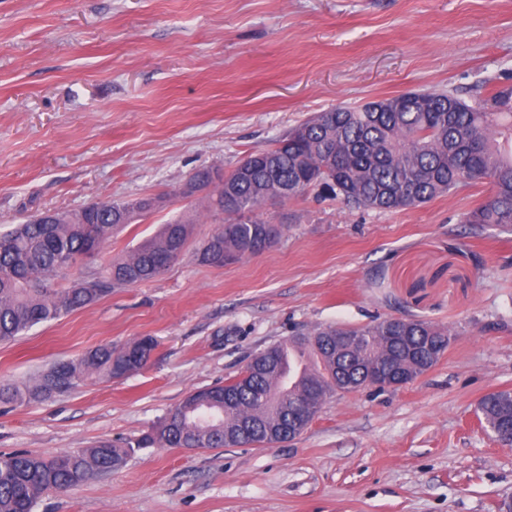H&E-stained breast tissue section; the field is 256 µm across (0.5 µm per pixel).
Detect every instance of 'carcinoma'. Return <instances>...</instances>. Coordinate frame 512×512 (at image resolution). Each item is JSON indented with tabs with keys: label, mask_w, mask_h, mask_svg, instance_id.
I'll return each mask as SVG.
<instances>
[{
	"label": "carcinoma",
	"mask_w": 512,
	"mask_h": 512,
	"mask_svg": "<svg viewBox=\"0 0 512 512\" xmlns=\"http://www.w3.org/2000/svg\"><path fill=\"white\" fill-rule=\"evenodd\" d=\"M208 196L207 208L220 227L196 252L201 264L222 266L267 249L278 228L261 217L264 201L304 198L299 177L309 170L333 197L354 208L394 211L417 207L461 186L488 185V194L463 217L466 224H495L512 230V86L492 92L477 106L448 93L420 92L317 112L291 128L271 149L248 155ZM167 195L94 202L17 224L0 233V342L33 326L90 306L114 288L162 275L185 251L192 225L183 219L161 225L157 234L112 260L104 272L91 270L68 288L55 281L79 265L91 247L104 249L112 233L142 220ZM350 347L336 340V326L275 345V359L246 364L223 386L193 390L152 430L130 441L102 440L85 453L52 457L0 455V512H32L47 492H68L120 468L140 448H226L288 440L306 413L323 405L334 387L359 379L370 367L422 373L448 349L445 327L391 317L360 328ZM393 336L403 340L394 342ZM151 336L114 347L99 345L77 360L61 361L32 386L0 387V402L22 403L68 392L96 376L112 380L143 369L156 348ZM308 355L311 366L285 388L284 348ZM486 428L512 420V391L500 390L479 405Z\"/></svg>",
	"instance_id": "obj_1"
}]
</instances>
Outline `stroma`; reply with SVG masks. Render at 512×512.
Returning a JSON list of instances; mask_svg holds the SVG:
<instances>
[{"mask_svg": "<svg viewBox=\"0 0 512 512\" xmlns=\"http://www.w3.org/2000/svg\"><path fill=\"white\" fill-rule=\"evenodd\" d=\"M512 84V0H0V232L92 200L173 193L114 234L96 267L178 217L183 257L0 344V385L109 343L158 341L142 370L0 404V454L134 439L249 356L329 324L415 317L447 327L440 362L396 389L327 398L297 438L143 448L33 512H500L512 447L477 407L512 389V232L463 223L483 183L380 212L309 193L266 206L282 236L221 267L194 170L234 168L313 113L407 91L474 105Z\"/></svg>", "mask_w": 512, "mask_h": 512, "instance_id": "stroma-1", "label": "stroma"}]
</instances>
